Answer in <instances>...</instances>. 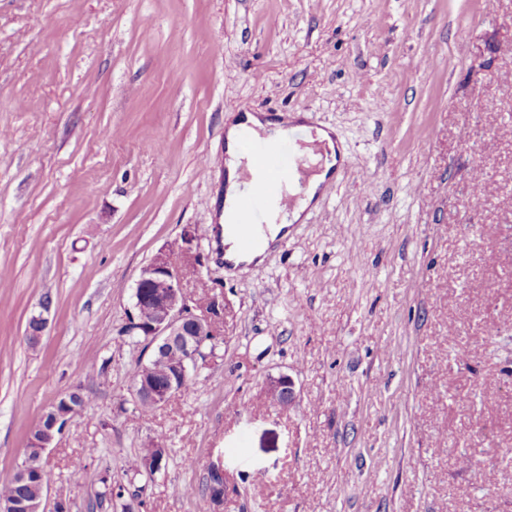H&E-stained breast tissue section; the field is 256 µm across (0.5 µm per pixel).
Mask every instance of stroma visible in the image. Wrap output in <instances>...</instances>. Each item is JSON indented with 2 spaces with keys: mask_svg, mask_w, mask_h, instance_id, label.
<instances>
[{
  "mask_svg": "<svg viewBox=\"0 0 512 512\" xmlns=\"http://www.w3.org/2000/svg\"><path fill=\"white\" fill-rule=\"evenodd\" d=\"M242 111L345 153L246 275L211 234ZM188 224L217 356L147 414L122 329ZM0 270V476L85 401L43 512H197L214 466L212 512H512V0H0ZM266 391L274 401L283 407H288L294 400V382L285 374L270 380ZM81 394L67 392L51 404L41 416L39 424L33 430L28 448H34L41 460L43 453L51 448L57 434H60L67 422L84 407Z\"/></svg>",
  "mask_w": 512,
  "mask_h": 512,
  "instance_id": "obj_1",
  "label": "stroma"
}]
</instances>
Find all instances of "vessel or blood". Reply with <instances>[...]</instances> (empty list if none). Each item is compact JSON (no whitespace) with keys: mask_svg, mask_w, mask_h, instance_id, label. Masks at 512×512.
<instances>
[{"mask_svg":"<svg viewBox=\"0 0 512 512\" xmlns=\"http://www.w3.org/2000/svg\"><path fill=\"white\" fill-rule=\"evenodd\" d=\"M253 154L255 174L240 202L238 219L232 226L240 248L245 251L254 246L253 229L264 223L270 208H277L283 215L292 211L294 196L277 193L276 187L295 181L297 173L304 170L302 159L287 155L278 144L255 145Z\"/></svg>","mask_w":512,"mask_h":512,"instance_id":"b4317fda","label":"vessel or blood"}]
</instances>
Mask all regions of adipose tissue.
<instances>
[{
    "mask_svg": "<svg viewBox=\"0 0 512 512\" xmlns=\"http://www.w3.org/2000/svg\"><path fill=\"white\" fill-rule=\"evenodd\" d=\"M292 124L274 123L262 115L247 112L235 116L233 122L228 125L225 135L224 200L220 214L222 222H229L235 212L243 195L244 178L252 165V154L245 146L246 140L270 142L287 139L293 132ZM317 140L321 151L313 157L314 168L307 179V188L304 194L298 197L290 222L299 221L305 210L317 201L322 185L331 179L343 154L342 149L336 144L332 131L318 129ZM288 224L289 222L270 221L257 225L255 238L258 245L248 252L241 251L235 239L222 237L225 259L236 265L261 263L271 243L287 236Z\"/></svg>",
    "mask_w": 512,
    "mask_h": 512,
    "instance_id": "obj_1",
    "label": "adipose tissue"
}]
</instances>
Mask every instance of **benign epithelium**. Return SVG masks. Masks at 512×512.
Here are the masks:
<instances>
[{
  "label": "benign epithelium",
  "instance_id": "obj_1",
  "mask_svg": "<svg viewBox=\"0 0 512 512\" xmlns=\"http://www.w3.org/2000/svg\"><path fill=\"white\" fill-rule=\"evenodd\" d=\"M201 268L199 228L187 225L172 245L141 269L126 323L131 332L148 337L149 346L153 347L149 361L132 379L131 393L140 404L164 405L177 384L193 376L200 363L206 361L207 354L203 352L206 344L218 342L216 318L223 306L213 296L203 304L198 295L186 290L188 270L199 273ZM172 353L176 354V359L168 363L167 378L163 381L152 373L151 361L157 357L167 360ZM266 391L283 407L294 400V382L285 374L270 380ZM83 407L80 393L61 395L41 416L33 430L30 447L43 455ZM16 476L23 485L41 482L40 469L28 459L19 465ZM42 498L40 494L35 498L1 499L0 512H41Z\"/></svg>",
  "mask_w": 512,
  "mask_h": 512
}]
</instances>
